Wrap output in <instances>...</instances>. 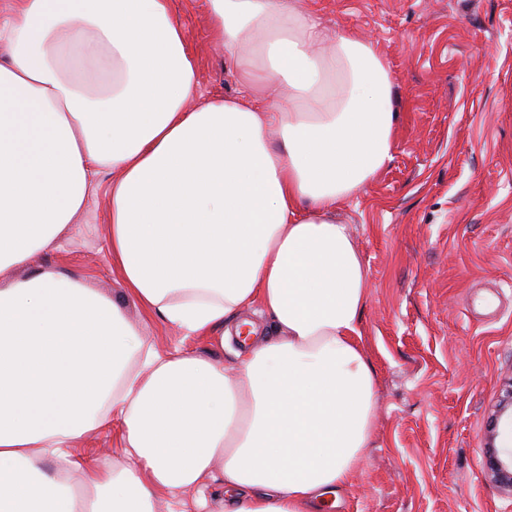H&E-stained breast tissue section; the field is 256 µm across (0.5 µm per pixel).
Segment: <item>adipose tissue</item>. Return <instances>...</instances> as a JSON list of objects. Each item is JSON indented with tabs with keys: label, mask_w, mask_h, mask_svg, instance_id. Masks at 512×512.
Segmentation results:
<instances>
[{
	"label": "adipose tissue",
	"mask_w": 512,
	"mask_h": 512,
	"mask_svg": "<svg viewBox=\"0 0 512 512\" xmlns=\"http://www.w3.org/2000/svg\"><path fill=\"white\" fill-rule=\"evenodd\" d=\"M237 96L195 105L172 0H10L0 18V512H310L374 431L368 269L341 205L393 159L392 73L293 0H209ZM112 173L126 293L186 332L268 317L231 370L16 267ZM120 425L108 468L75 440Z\"/></svg>",
	"instance_id": "obj_1"
}]
</instances>
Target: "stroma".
Wrapping results in <instances>:
<instances>
[{"mask_svg":"<svg viewBox=\"0 0 512 512\" xmlns=\"http://www.w3.org/2000/svg\"><path fill=\"white\" fill-rule=\"evenodd\" d=\"M329 32L373 42L394 74L392 161L343 206L368 266L363 344L375 429L351 487L321 512H512L486 467L512 445V0H301ZM198 102L239 84L208 0H173ZM112 174L91 181L58 248L17 269L78 279L121 304L156 349L229 367L237 339L146 316L112 267Z\"/></svg>","mask_w":512,"mask_h":512,"instance_id":"1","label":"stroma"}]
</instances>
